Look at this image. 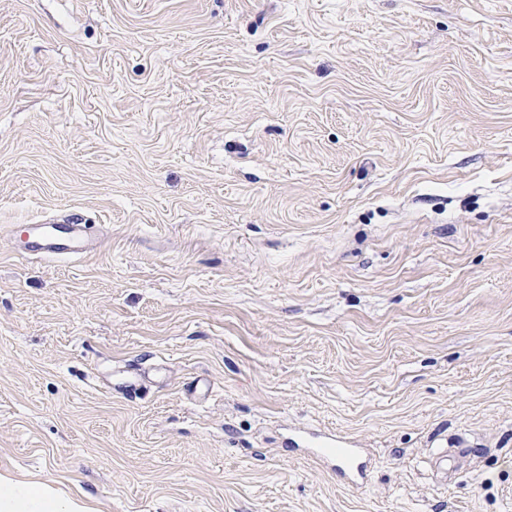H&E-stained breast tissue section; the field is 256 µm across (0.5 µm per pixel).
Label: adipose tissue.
I'll return each mask as SVG.
<instances>
[{
  "label": "adipose tissue",
  "mask_w": 512,
  "mask_h": 512,
  "mask_svg": "<svg viewBox=\"0 0 512 512\" xmlns=\"http://www.w3.org/2000/svg\"><path fill=\"white\" fill-rule=\"evenodd\" d=\"M0 512H91L79 497L65 495L41 483L21 482L0 474Z\"/></svg>",
  "instance_id": "1"
}]
</instances>
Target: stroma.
<instances>
[{
	"label": "stroma",
	"instance_id": "1",
	"mask_svg": "<svg viewBox=\"0 0 512 512\" xmlns=\"http://www.w3.org/2000/svg\"><path fill=\"white\" fill-rule=\"evenodd\" d=\"M67 213L99 253L17 256ZM0 473L512 512V0H0ZM361 448H343L342 453L334 456L329 450H322L314 454L316 463L322 465L326 470L339 473L343 476L349 486L362 488L364 483L367 464L361 458Z\"/></svg>",
	"mask_w": 512,
	"mask_h": 512
}]
</instances>
